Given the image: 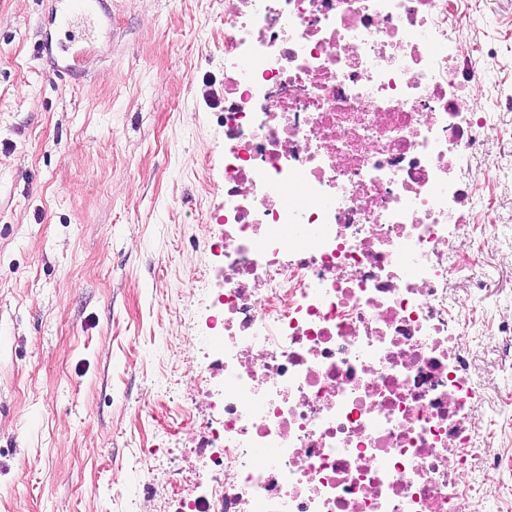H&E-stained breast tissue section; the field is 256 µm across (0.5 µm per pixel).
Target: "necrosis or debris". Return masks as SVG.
Returning <instances> with one entry per match:
<instances>
[{
  "mask_svg": "<svg viewBox=\"0 0 512 512\" xmlns=\"http://www.w3.org/2000/svg\"><path fill=\"white\" fill-rule=\"evenodd\" d=\"M224 286L191 358L220 378L209 490L177 512H473L469 308L448 297L455 159L485 125L448 0H228Z\"/></svg>",
  "mask_w": 512,
  "mask_h": 512,
  "instance_id": "obj_1",
  "label": "necrosis or debris"
}]
</instances>
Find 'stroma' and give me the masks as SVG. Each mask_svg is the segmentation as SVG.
Instances as JSON below:
<instances>
[{
	"label": "stroma",
	"instance_id": "stroma-1",
	"mask_svg": "<svg viewBox=\"0 0 512 512\" xmlns=\"http://www.w3.org/2000/svg\"><path fill=\"white\" fill-rule=\"evenodd\" d=\"M226 0H105L91 43L52 25L55 0H0V512H168L149 458L201 467L179 407L212 415L183 355L206 335L197 277L222 285ZM456 79L481 80L489 221L470 203L449 248L476 244L484 288L464 361L505 462L480 512H512V0H461ZM79 56L56 77L61 49ZM181 378L179 394L166 390Z\"/></svg>",
	"mask_w": 512,
	"mask_h": 512
}]
</instances>
